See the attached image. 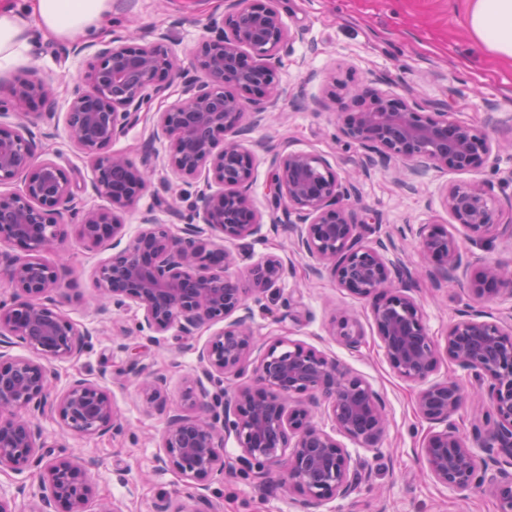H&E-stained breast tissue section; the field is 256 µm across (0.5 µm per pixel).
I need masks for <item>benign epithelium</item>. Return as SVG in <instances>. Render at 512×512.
Listing matches in <instances>:
<instances>
[{"label":"benign epithelium","instance_id":"obj_1","mask_svg":"<svg viewBox=\"0 0 512 512\" xmlns=\"http://www.w3.org/2000/svg\"><path fill=\"white\" fill-rule=\"evenodd\" d=\"M301 38L283 22L278 0H230L221 21L196 54L194 67L181 66L166 31L146 43L115 39L97 50L87 70L68 90L65 113L73 146L93 163L94 192L108 206L82 210L70 174L51 159H37L39 123L56 112L54 89L42 78L25 75L0 97V112L18 102H38L41 110L25 123L0 126V185L19 180L22 191L0 194V241L19 253L0 251V274L14 288L0 299V471L40 475L39 494L30 512H121L97 496L87 468L72 454H55L37 417L49 411L62 429L80 436L122 430L112 396L96 381L76 378L52 396L46 363L81 356L93 332L59 311L54 297L62 265L44 254L58 250L65 227L78 224L87 247L112 242V255L94 269L101 299L117 311L135 310L151 341L176 329L191 337L201 326L222 324L197 350L202 377L186 381L180 404L172 405L167 379L147 373L138 359L129 367L143 376L139 397L147 413L166 414L158 461L176 470L200 490L192 512H219L202 490L231 473L224 447L234 439L239 465L270 478L280 466L302 496L300 507L344 499L368 482L371 473L353 460L341 441L376 446L387 429L381 395L362 377L316 349L292 340L258 344L250 300L276 287L288 259L269 254L250 261L245 279L229 275L239 256L224 247L246 249L260 235L262 216L252 186L256 150L246 146L251 125L277 111L276 71L285 45ZM183 82L181 96L165 109L172 80ZM332 98L351 105L341 127L347 143L363 151L362 170L393 160L412 163V171L481 173L490 164L493 145L481 128L465 123L445 102H421L365 85L335 84ZM152 114L153 137L171 141L170 168L198 187L200 207L179 215L183 226L159 224L150 212L127 236L125 215L148 189L151 177L134 170L128 157L107 149L118 137ZM268 193L283 207L291 246L329 269L337 283L372 300L371 313L384 356L404 380L423 385L417 413L436 425L424 439L423 456L431 477L453 491L485 485L497 489L499 512H512V312L463 313L448 325L445 345L429 333L407 283L411 273L385 257L382 239L364 241L363 225L354 223L350 199L354 183L335 173L322 156L288 146L270 158ZM442 203L461 227L457 236L441 224H420L415 236L434 263V278L458 279L467 266L464 244L497 234L512 236V225L498 222L500 204L484 180L445 187ZM471 294L493 302L512 300V278L488 262L468 284ZM335 335L355 347L356 322L339 321ZM19 346L24 355L11 353ZM258 354L253 384L226 388L224 380L242 375ZM456 364L486 393L488 409L471 423L477 447L467 446L451 423L464 390L454 380L427 383L441 358ZM217 392L210 393L205 384ZM327 403L333 431L314 420L312 403Z\"/></svg>","mask_w":512,"mask_h":512}]
</instances>
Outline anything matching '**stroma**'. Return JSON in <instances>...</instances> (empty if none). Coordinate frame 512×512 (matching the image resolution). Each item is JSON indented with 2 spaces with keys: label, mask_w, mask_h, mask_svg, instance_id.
Wrapping results in <instances>:
<instances>
[{
  "label": "stroma",
  "mask_w": 512,
  "mask_h": 512,
  "mask_svg": "<svg viewBox=\"0 0 512 512\" xmlns=\"http://www.w3.org/2000/svg\"><path fill=\"white\" fill-rule=\"evenodd\" d=\"M286 26L304 33L301 42L283 49L277 71L283 97L281 110L253 129L250 138L264 143L258 151L251 188L255 208L263 219L275 217L267 184L270 154L282 145L295 151L324 156L334 171H350L361 162L359 150L340 135L341 114L319 108L333 80L364 83L380 78V90L413 94L427 101H449L456 118L484 127L492 139L512 143V63L487 54L467 26L469 0H280ZM224 0H112L110 36L134 34L139 42L154 30L172 31L173 47L183 62H190L210 18L221 16ZM99 38L78 36L69 41L37 42L31 70L57 84L59 113L48 137L40 139L38 156L70 171L84 208L104 206L90 190L93 172L87 157L70 143L62 118L68 106L66 88L92 61ZM112 152L129 157L135 167L153 173V186L126 216V231L135 234L145 211L163 224L176 223L177 212H190L198 204L194 186L179 179L166 159L169 140L152 136V120L144 118L111 145ZM484 177L500 200L502 221L512 220V146L499 152ZM466 172L433 169L399 182L392 171L377 166L360 177L351 199L356 221L373 225L368 240L391 236L395 247L388 259H400L411 271V293L419 302L429 332L444 340L448 325L460 313L476 308L468 281L488 261L512 270V238L499 236L469 245V265L463 278L435 283L426 273L429 262L409 232L412 224H451L440 203L444 184L467 182ZM254 256L287 255L290 272L279 287L252 305L253 328L260 342L279 338L303 342L345 365L368 381L383 397L389 428L373 449L350 445L355 460L372 471L369 484L345 499L312 508L311 512H497L494 493L451 491L425 471L423 440L429 423L418 416L417 384L401 379L389 366L376 335L367 301L340 288L327 269L294 253L287 234L271 226L251 245ZM107 247L87 248L79 243L76 226H69L60 251L48 261L62 262L61 311L80 326L95 330L91 348L71 361H54L48 368L56 392L82 376L107 387L120 412L122 433L102 436L63 434L59 423L44 415L39 424L49 441L58 442L89 465L100 497L120 504L123 512H156L161 498L190 503L194 493L184 480L158 462L165 418L143 412L140 379L128 370L138 358L148 371L163 374L172 400H180L187 379L199 376L197 350L211 336L204 326L193 338L169 332L161 344L139 325L135 311L102 312L93 269L110 256ZM351 314L363 332L350 348L331 336L342 314ZM434 380L460 382L466 394L454 421L460 435L471 439L470 416L478 405L475 383L448 361H441ZM238 450L227 446V461L234 464ZM206 495L221 512H298L299 492L278 477L263 482L236 468L231 476L213 481Z\"/></svg>",
  "instance_id": "obj_1"
}]
</instances>
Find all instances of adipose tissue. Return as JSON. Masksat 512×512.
<instances>
[{
  "instance_id": "1",
  "label": "adipose tissue",
  "mask_w": 512,
  "mask_h": 512,
  "mask_svg": "<svg viewBox=\"0 0 512 512\" xmlns=\"http://www.w3.org/2000/svg\"><path fill=\"white\" fill-rule=\"evenodd\" d=\"M112 0H0V77L31 61L38 39L103 33ZM467 23L487 53L512 60V0H471Z\"/></svg>"
}]
</instances>
